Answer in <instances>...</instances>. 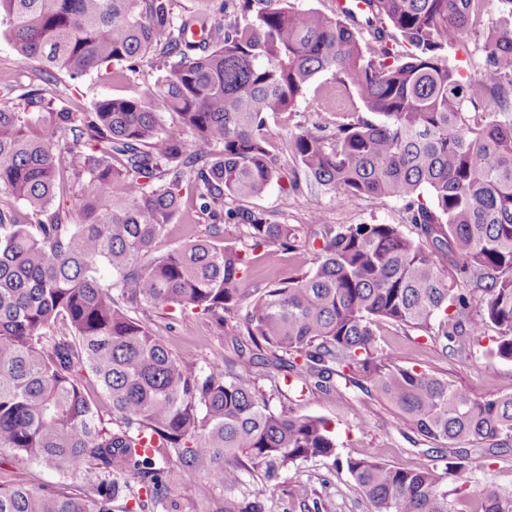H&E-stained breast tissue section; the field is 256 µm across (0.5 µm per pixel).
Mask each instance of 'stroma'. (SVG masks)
<instances>
[{
	"mask_svg": "<svg viewBox=\"0 0 512 512\" xmlns=\"http://www.w3.org/2000/svg\"><path fill=\"white\" fill-rule=\"evenodd\" d=\"M39 68L37 61H20L11 44L0 36V104H16L13 87L32 82ZM165 73V68L147 67L129 75L124 82L116 83L106 72H93L65 90L56 105L88 110L103 97L137 96ZM335 120L334 113L314 111L308 100L303 99L298 101L288 119H269L268 137L280 146L296 124L328 125ZM245 205L264 210L275 223L297 226L299 243L303 246L313 238L310 217L316 212L326 224H396L404 234L414 232L404 221L402 201L368 198L359 204L347 205L314 184L299 194L284 192L279 185L273 184L260 196L246 200ZM311 266V257L299 258L283 249L271 255L266 249L259 248L253 254L241 287L252 298L264 288L301 276ZM140 317L174 354L198 369L213 359L236 362L237 342L248 339L243 324L233 318L220 326L209 317L199 316L185 331L162 313L148 310L141 312ZM496 333L495 327H487L483 336L469 341L466 355L458 356L445 350L442 337L382 323L378 326V346L402 366L446 377L473 397L484 398L512 394V360H501L488 352L490 339ZM269 405L278 412L287 404L275 397L270 399ZM287 406L293 413L329 420L342 455L372 457L402 468L432 466L440 462L437 454L427 452L426 441L405 423L393 406L376 394L357 387L341 386L328 393L306 394ZM362 416L371 419L370 428L358 429L357 422ZM244 495L241 489L225 492L221 486L202 477L185 479L174 474L170 477L166 501L150 508L149 512H232ZM315 501L321 506L320 512H370L368 502L356 491L346 468L336 467L332 461L323 459L307 461L284 472L279 491L273 498L265 500L264 512H309L310 504Z\"/></svg>",
	"mask_w": 512,
	"mask_h": 512,
	"instance_id": "obj_1",
	"label": "stroma"
}]
</instances>
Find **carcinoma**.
<instances>
[{
  "mask_svg": "<svg viewBox=\"0 0 512 512\" xmlns=\"http://www.w3.org/2000/svg\"><path fill=\"white\" fill-rule=\"evenodd\" d=\"M203 2L177 13L174 0H0L20 60L44 64L41 87L19 95L31 111L0 107V192L25 205H0V450L86 487H0V512H145L163 503L173 458L181 476L227 492L250 475L256 488L239 512H264L281 474L313 459L345 467L371 512H456L448 481L469 495L463 475L512 443V394L479 400L397 364L379 351L377 326L441 336L455 354L491 323L489 353L512 360V0H495L486 66L466 81L448 49L486 0H367L361 22L291 0ZM114 62L124 64L115 81L157 62L167 75L142 96L53 107L64 78ZM321 74L336 94L315 97L316 111L345 120L289 134L291 190L305 179L352 205L401 200L416 236L311 216L312 268L248 304L240 363L273 367L284 397L282 377L301 393L340 380L373 387L434 445L425 452L440 454L442 468L343 457L326 420L271 410L234 365L196 371L131 315L177 308L222 323L242 308L254 250L304 255L294 226L238 202L282 178L266 118L294 111ZM160 106L174 124H162ZM70 185L81 190L73 222L50 210ZM183 192L210 220L208 234L158 254ZM226 223L243 228L241 246L224 245ZM456 272L469 287H454ZM477 512H512V492L484 490Z\"/></svg>",
  "mask_w": 512,
  "mask_h": 512,
  "instance_id": "cac0c4a2",
  "label": "carcinoma"
}]
</instances>
